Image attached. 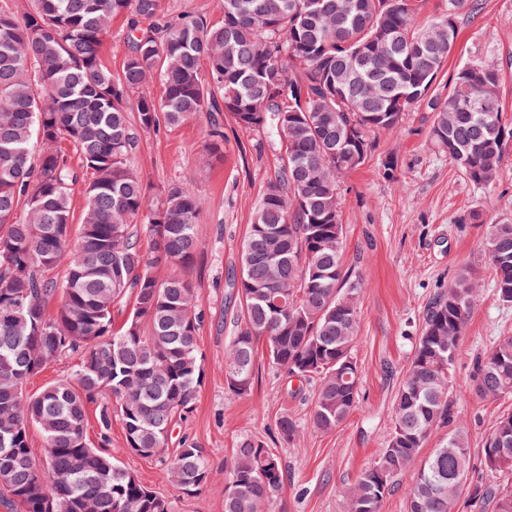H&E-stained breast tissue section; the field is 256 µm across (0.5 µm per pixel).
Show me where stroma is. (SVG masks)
I'll return each mask as SVG.
<instances>
[{
  "mask_svg": "<svg viewBox=\"0 0 512 512\" xmlns=\"http://www.w3.org/2000/svg\"><path fill=\"white\" fill-rule=\"evenodd\" d=\"M455 52L432 87L447 93L458 69L470 60L498 66L501 97L512 116V0H481L477 12L459 17ZM426 107L408 112L397 134H380L371 159L346 178L342 222L346 260L363 278L357 305L360 339L355 354L362 371L361 401L348 420L330 433L311 423V391L289 381L258 357L251 393L230 394L224 386V351L236 332L241 310L228 277L238 271L241 244L267 182L278 168L279 150L261 134H245L223 114L224 157L206 150L208 113L177 126L140 132L128 162L159 193L184 184L202 198L197 217L201 242L189 277L200 316L198 344L204 377L193 411L176 426L171 447L186 442L204 448L211 463L210 486L188 497L172 485L164 465L130 452L120 422L110 432L113 454L138 480L167 496L173 512H224V462L239 439H262L282 460L287 474L284 512H344L342 492L371 463L392 427V403L419 336L422 311L447 287L462 263L476 268L485 290L468 322L452 371L458 390L469 383L473 363L493 339L512 335V306L500 305L483 248L486 227L467 223L482 208L488 218L512 221V142L505 148L503 174L492 189H477L431 145ZM398 159L396 180L383 173L387 156ZM512 410V397L483 401L467 396L455 414L479 452L498 413ZM301 421L294 443L284 442L275 422L282 413Z\"/></svg>",
  "mask_w": 512,
  "mask_h": 512,
  "instance_id": "35a3bbf8",
  "label": "stroma"
}]
</instances>
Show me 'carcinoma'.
Instances as JSON below:
<instances>
[{"label":"carcinoma","instance_id":"carcinoma-1","mask_svg":"<svg viewBox=\"0 0 512 512\" xmlns=\"http://www.w3.org/2000/svg\"><path fill=\"white\" fill-rule=\"evenodd\" d=\"M477 0H447L415 26L414 0H223L222 15L168 20L161 0H30L0 8V486L25 512H172L112 456L121 422L127 448L155 458L186 495L209 483L194 446L169 451L173 426L196 403L204 373L195 288L187 272L199 248L202 199L172 185L152 204L127 157L128 112L144 131L159 117L179 126L227 112L246 134L280 148L231 274L241 302L224 354L230 393L251 392L259 345L271 364L312 386L313 425L331 432L360 402L355 356L360 275L346 264L341 178L368 161L380 132L401 131L426 105L429 140L475 186L499 181L512 121L500 69L464 63L448 95L430 91L453 52L458 18ZM125 18L127 54L114 76L100 57L107 24ZM157 78L160 95L145 91ZM207 151L224 153L210 120ZM86 199L71 236L74 187ZM486 255L493 293L512 306V222H491ZM66 264L62 281L50 277ZM173 272L158 279L153 268ZM482 284L464 263L427 304L420 336L392 405L393 426L375 459L343 491L346 512H383L404 488L405 512H512V411L500 413L480 449L485 476L468 479L469 432L455 424L451 380ZM133 300L124 323L114 311ZM68 355L75 373L35 395L26 380ZM469 390L512 396V336L475 361ZM100 411L101 443L87 437V406ZM44 436L36 456L29 428ZM301 422L285 412L276 430L294 442ZM449 428L422 454L432 432ZM224 512H272L285 485L280 457L243 438L224 463ZM408 484H402L405 476Z\"/></svg>","mask_w":512,"mask_h":512}]
</instances>
